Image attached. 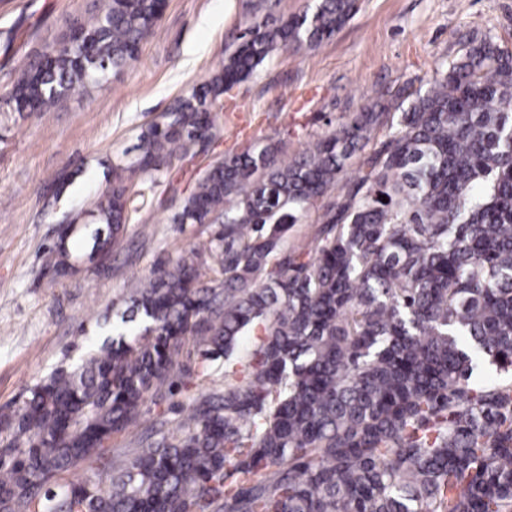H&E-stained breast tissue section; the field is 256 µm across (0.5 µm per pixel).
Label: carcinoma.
<instances>
[{
  "label": "carcinoma",
  "mask_w": 512,
  "mask_h": 512,
  "mask_svg": "<svg viewBox=\"0 0 512 512\" xmlns=\"http://www.w3.org/2000/svg\"><path fill=\"white\" fill-rule=\"evenodd\" d=\"M355 12L356 0H317L246 28L70 228L91 217L104 229L90 249L111 252L134 212L126 173L212 140L210 107L227 90ZM160 14L159 0H102L0 100L57 109L134 63ZM420 83L398 91L395 111L367 106L290 161L266 143L209 166L174 217L220 225L208 257L191 249L156 266L112 337L0 416V512H512V382L474 376L480 361L512 372V48L472 37ZM361 153L358 176L343 178ZM324 197L311 245L286 249ZM57 255L70 274L74 256L63 244ZM211 272L219 291L203 286ZM189 336L202 372L224 370V393L119 474L59 482L172 385Z\"/></svg>",
  "instance_id": "cac0c4a2"
}]
</instances>
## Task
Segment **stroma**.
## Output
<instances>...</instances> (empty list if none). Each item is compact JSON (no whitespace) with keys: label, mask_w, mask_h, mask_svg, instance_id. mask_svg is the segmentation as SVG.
Wrapping results in <instances>:
<instances>
[{"label":"stroma","mask_w":512,"mask_h":512,"mask_svg":"<svg viewBox=\"0 0 512 512\" xmlns=\"http://www.w3.org/2000/svg\"><path fill=\"white\" fill-rule=\"evenodd\" d=\"M314 5L166 0L139 61L76 91L55 111H0V413L17 407L39 376L76 363L88 339L104 340L113 303L156 264L208 247L212 227L172 221L208 163L269 142L282 143L286 158L298 156L352 113L390 104L399 87L452 60L464 35L512 46V0H358L356 14L333 38L275 52L227 91L205 153L132 175L137 210L105 268L57 276L53 247L61 225L109 187L112 165H134L142 129L200 83L246 27ZM97 7L98 0H0V93L22 64ZM198 350L186 340L180 392L154 394L149 413L113 436L96 461L66 472L65 481L120 469L149 425L162 422L163 434H175L203 398L222 393L221 372L198 376Z\"/></svg>","instance_id":"35a3bbf8"}]
</instances>
